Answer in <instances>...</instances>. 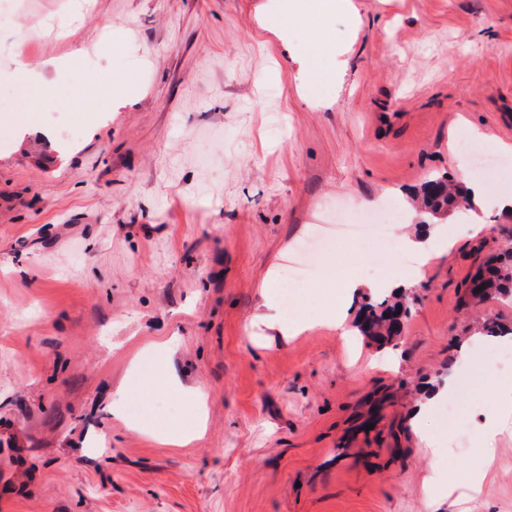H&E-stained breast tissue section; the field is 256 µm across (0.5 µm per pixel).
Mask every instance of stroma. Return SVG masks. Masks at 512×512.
I'll return each mask as SVG.
<instances>
[{
    "label": "stroma",
    "mask_w": 512,
    "mask_h": 512,
    "mask_svg": "<svg viewBox=\"0 0 512 512\" xmlns=\"http://www.w3.org/2000/svg\"><path fill=\"white\" fill-rule=\"evenodd\" d=\"M16 2L0 28V512H512V430L491 457L481 430L512 360L471 341L488 317L512 329V302L463 301L512 247L494 204L512 171L482 182L480 232L455 214L424 226L450 248L405 280L397 346L358 336L361 297L336 281L290 312L263 292L326 215L405 210L435 175L470 185L460 132L512 144V0H354L324 19L275 0ZM321 29L348 66L320 58L310 86L287 46ZM57 61L22 112L4 74ZM318 264L390 293L379 242ZM268 300L284 322L343 306L344 327L282 339L254 323ZM159 372L205 410L143 397ZM429 382L443 395L417 434ZM464 468L480 485L435 500L431 474ZM156 383H158L160 387H157ZM142 388L147 392L160 391L161 393H168L173 391H181L198 405H202L205 399V394L200 389L185 390L169 376H164L162 379H156L155 377H152L151 380H148L143 384Z\"/></svg>",
    "instance_id": "1"
}]
</instances>
